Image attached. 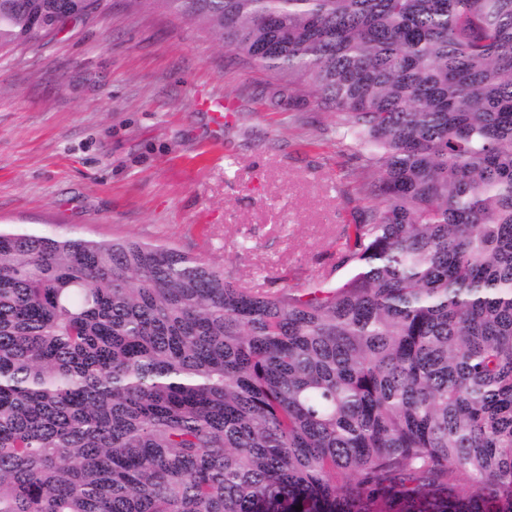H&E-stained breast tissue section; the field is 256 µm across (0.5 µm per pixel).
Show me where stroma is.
<instances>
[{"label": "stroma", "instance_id": "35a3bbf8", "mask_svg": "<svg viewBox=\"0 0 512 512\" xmlns=\"http://www.w3.org/2000/svg\"><path fill=\"white\" fill-rule=\"evenodd\" d=\"M361 166L334 113L274 106L262 71L159 10L102 0L0 54L5 228L169 244L256 291L334 287L374 204Z\"/></svg>", "mask_w": 512, "mask_h": 512}]
</instances>
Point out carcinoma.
I'll return each mask as SVG.
<instances>
[{
    "label": "carcinoma",
    "instance_id": "cac0c4a2",
    "mask_svg": "<svg viewBox=\"0 0 512 512\" xmlns=\"http://www.w3.org/2000/svg\"><path fill=\"white\" fill-rule=\"evenodd\" d=\"M128 2L335 113L377 203L305 294L0 229V512H512V0ZM99 6L0 0V50Z\"/></svg>",
    "mask_w": 512,
    "mask_h": 512
}]
</instances>
